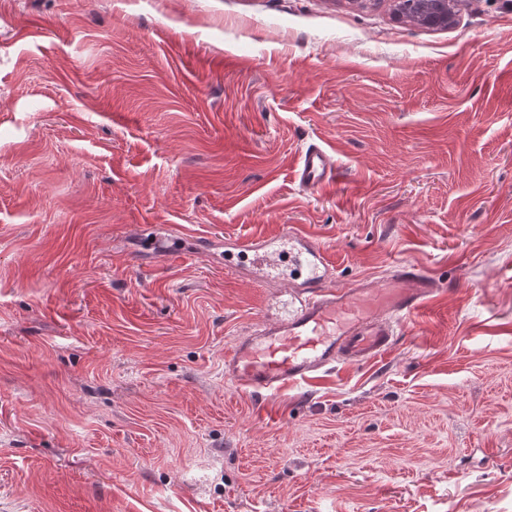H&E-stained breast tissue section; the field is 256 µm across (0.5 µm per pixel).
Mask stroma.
I'll return each mask as SVG.
<instances>
[{"label":"stroma","mask_w":512,"mask_h":512,"mask_svg":"<svg viewBox=\"0 0 512 512\" xmlns=\"http://www.w3.org/2000/svg\"><path fill=\"white\" fill-rule=\"evenodd\" d=\"M394 9L0 0V512H512V0ZM284 224L443 292L260 399L224 355L288 295L224 242ZM458 0H423L417 22L429 27H447L453 22ZM335 170V160L329 152L311 144L299 156L294 180L306 190H323L335 181Z\"/></svg>","instance_id":"obj_1"}]
</instances>
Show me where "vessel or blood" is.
<instances>
[{"mask_svg":"<svg viewBox=\"0 0 512 512\" xmlns=\"http://www.w3.org/2000/svg\"><path fill=\"white\" fill-rule=\"evenodd\" d=\"M335 170L329 152L312 144L300 154L294 179L302 188L322 190L334 182ZM224 265L248 268L260 283L272 271L287 272L288 312L262 319L224 356L225 381L259 396L314 383L342 365L383 357L398 329L422 316L441 291L434 276L403 263L392 266L383 287H331L334 266L326 252L290 225L270 240L233 242Z\"/></svg>","mask_w":512,"mask_h":512,"instance_id":"vessel-or-blood-1","label":"vessel or blood"}]
</instances>
